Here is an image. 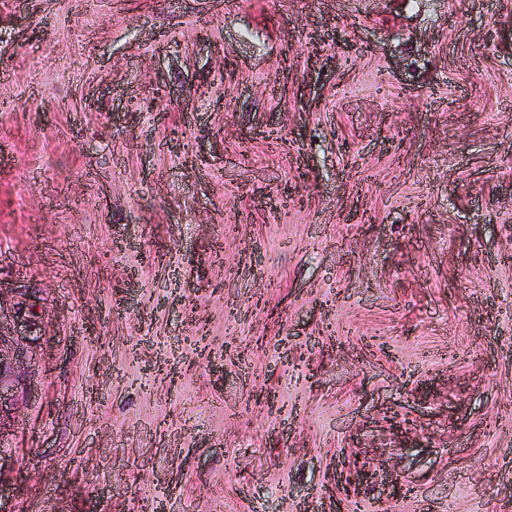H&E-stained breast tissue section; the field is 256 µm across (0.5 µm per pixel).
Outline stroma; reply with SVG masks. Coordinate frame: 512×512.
Returning <instances> with one entry per match:
<instances>
[{
  "label": "stroma",
  "mask_w": 512,
  "mask_h": 512,
  "mask_svg": "<svg viewBox=\"0 0 512 512\" xmlns=\"http://www.w3.org/2000/svg\"><path fill=\"white\" fill-rule=\"evenodd\" d=\"M0 281L12 512H512V0H0ZM24 338L2 336L0 330V436L4 416L11 411H14L11 414L16 413L28 395V372H31L27 364L31 357L24 346ZM27 358L29 362H26Z\"/></svg>",
  "instance_id": "stroma-1"
}]
</instances>
